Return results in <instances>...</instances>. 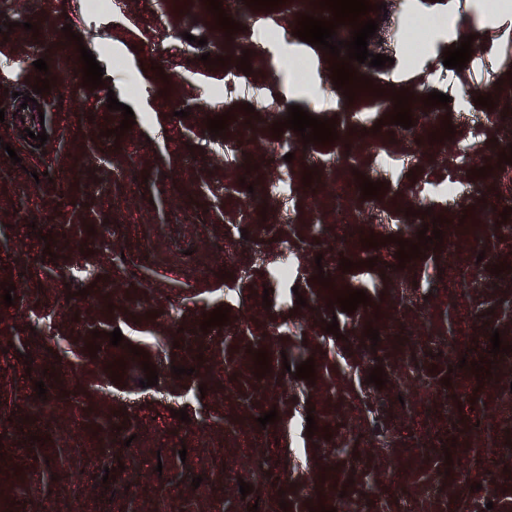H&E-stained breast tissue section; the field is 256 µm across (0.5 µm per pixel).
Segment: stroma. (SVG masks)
Masks as SVG:
<instances>
[{"label":"stroma","mask_w":512,"mask_h":512,"mask_svg":"<svg viewBox=\"0 0 512 512\" xmlns=\"http://www.w3.org/2000/svg\"><path fill=\"white\" fill-rule=\"evenodd\" d=\"M82 2L0 0V23L14 25L0 40L7 106L32 94L34 61L50 72L43 118L0 121V283L13 288L12 304L0 299V512H155L161 501L169 512H343L351 501L358 512H512V469L493 462L512 437L503 412L512 395L501 387L512 354L497 362L499 382L470 369L490 356L492 331L512 345V243L486 220L506 189L475 174L512 173L499 162L512 148V102L496 94L484 108L470 88L485 71L512 74V20L486 35L493 53L472 54L457 71L443 52L459 46L460 29L432 34L411 59L399 28L414 15L470 11L474 0H369L374 40L392 62L356 70L383 94L371 106L341 97L320 107L307 88L332 87L333 58L295 35L300 16L331 18L319 0L234 13L242 29L232 34L205 0H118L105 13ZM67 25L80 42L65 37ZM82 46L104 71L100 87L83 83ZM288 47L313 65L303 84L281 80ZM206 52L225 66L201 62ZM244 57L251 71L225 101L224 75ZM398 85L412 94L408 129L389 121ZM434 91L455 106H425ZM111 94L135 119L118 138L123 114L108 109ZM172 97L186 117L169 112ZM292 105L339 130L321 151L342 163L319 173L315 195L303 184L307 151L272 131ZM223 114L228 126L212 136L206 122ZM472 114L485 138L454 157ZM428 119L451 121L454 138L421 148ZM242 135L246 144L226 156L225 142ZM364 177L381 182L378 196L359 192ZM450 178L459 193L448 205L436 189ZM461 214L482 227L464 246L448 226ZM432 224L442 243L399 262V241L417 242ZM356 237L378 245L354 254ZM344 258L360 264L342 270ZM285 264L295 278L279 277ZM321 274L366 292L368 304L351 313L331 304ZM219 307L228 322L203 328ZM331 319L338 334L326 331ZM116 329L155 365L156 386H140L134 363L112 380ZM258 351L269 357L262 378ZM309 359L314 381L288 373ZM177 366L187 374L176 376ZM377 366L380 388L366 381ZM39 381L56 411L30 433L23 424ZM273 409L277 421L259 426ZM243 482L250 494H240Z\"/></svg>","instance_id":"obj_1"}]
</instances>
